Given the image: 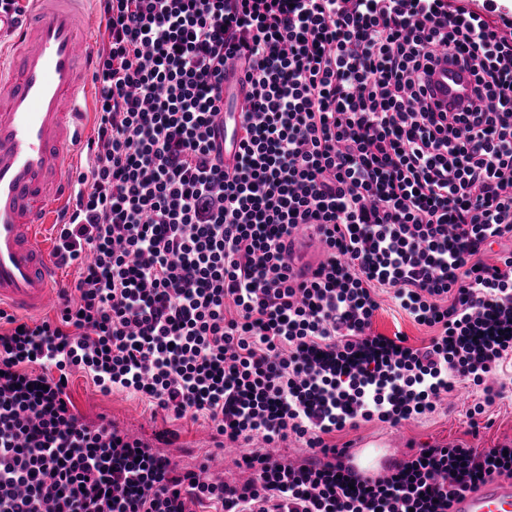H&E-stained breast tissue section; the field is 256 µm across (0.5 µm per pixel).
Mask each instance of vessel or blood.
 I'll return each instance as SVG.
<instances>
[{
	"mask_svg": "<svg viewBox=\"0 0 512 512\" xmlns=\"http://www.w3.org/2000/svg\"><path fill=\"white\" fill-rule=\"evenodd\" d=\"M89 0H30L9 49H0V309L35 317L54 306L61 282L44 230L62 212L72 187L63 176L82 139L85 76L95 49L81 37L91 22ZM437 99L470 94L466 75L440 60L432 77ZM244 98L225 103L217 124L224 146L237 149ZM323 245L315 234L292 240L295 265L313 263ZM393 444L360 442L342 455L344 469L372 481L390 466ZM448 512H512V480L492 478L459 492Z\"/></svg>",
	"mask_w": 512,
	"mask_h": 512,
	"instance_id": "obj_1",
	"label": "vessel or blood"
}]
</instances>
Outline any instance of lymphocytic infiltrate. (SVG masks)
I'll use <instances>...</instances> for the list:
<instances>
[{
	"mask_svg": "<svg viewBox=\"0 0 512 512\" xmlns=\"http://www.w3.org/2000/svg\"><path fill=\"white\" fill-rule=\"evenodd\" d=\"M95 136L76 169L55 318L0 310V512H448L512 477V444L417 449L371 482L327 435L483 404L512 355V20L492 0H97ZM471 96L441 109L440 52ZM240 73V151L215 119ZM317 232L324 257L289 262ZM427 344L372 329L378 291ZM260 439L243 481L206 480L73 412V372ZM301 462L268 453L288 437Z\"/></svg>",
	"mask_w": 512,
	"mask_h": 512,
	"instance_id": "f902f5d3",
	"label": "lymphocytic infiltrate"
}]
</instances>
